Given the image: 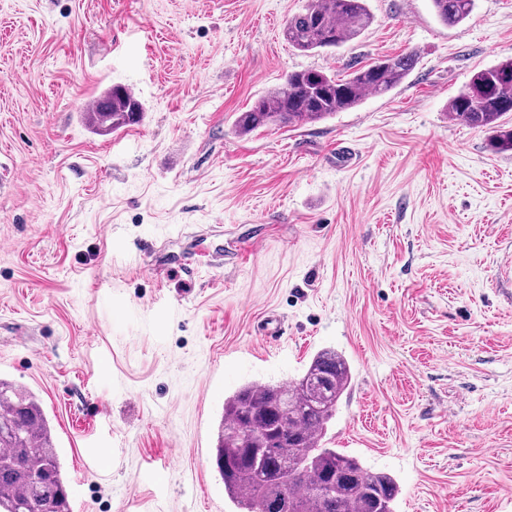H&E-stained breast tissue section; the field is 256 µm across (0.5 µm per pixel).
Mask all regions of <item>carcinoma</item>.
I'll use <instances>...</instances> for the list:
<instances>
[{
	"instance_id": "cac0c4a2",
	"label": "carcinoma",
	"mask_w": 512,
	"mask_h": 512,
	"mask_svg": "<svg viewBox=\"0 0 512 512\" xmlns=\"http://www.w3.org/2000/svg\"><path fill=\"white\" fill-rule=\"evenodd\" d=\"M446 25L466 21L475 0H431ZM371 24L366 0H309L288 19L284 37L301 52L339 47ZM415 54L376 59L339 77L320 69L289 73L284 82L242 112L236 131L246 135L268 124L315 123L384 95L410 73ZM110 112L88 113L107 133L140 122L139 100L121 86L103 97ZM452 120L489 131L491 146L512 151V59L476 72L448 102ZM351 383L347 360L334 349L317 352L303 375L289 383H248L224 401L217 426L215 462L224 492L239 512H394V479L372 472L328 446L336 407ZM67 483L50 423L28 388L0 378V512H71Z\"/></svg>"
}]
</instances>
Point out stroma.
<instances>
[{
	"mask_svg": "<svg viewBox=\"0 0 512 512\" xmlns=\"http://www.w3.org/2000/svg\"><path fill=\"white\" fill-rule=\"evenodd\" d=\"M307 0H0V376L31 388L72 512H235L225 397L342 353L333 448L395 512H512V153L448 116L512 58V0H431L303 53ZM414 52L384 95L306 125L235 120L292 71ZM133 88L135 126L79 104ZM282 318L278 333L272 319ZM437 18L446 25L466 21L473 13L475 0H431Z\"/></svg>",
	"mask_w": 512,
	"mask_h": 512,
	"instance_id": "obj_1",
	"label": "stroma"
}]
</instances>
